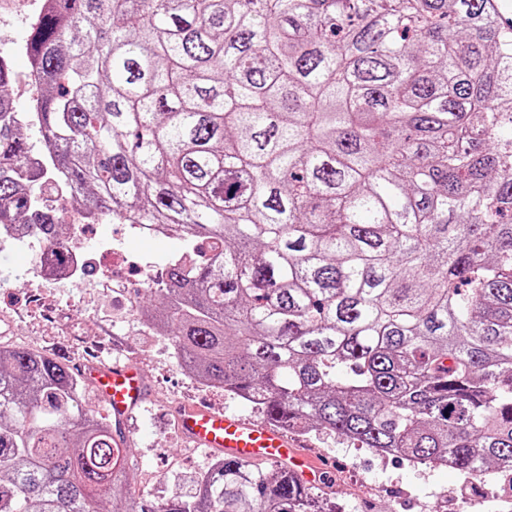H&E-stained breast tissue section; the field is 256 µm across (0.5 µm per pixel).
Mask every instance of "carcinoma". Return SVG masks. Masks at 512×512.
<instances>
[{
  "label": "carcinoma",
  "instance_id": "carcinoma-1",
  "mask_svg": "<svg viewBox=\"0 0 512 512\" xmlns=\"http://www.w3.org/2000/svg\"><path fill=\"white\" fill-rule=\"evenodd\" d=\"M7 107L0 226L57 187L185 242L142 309L180 368L264 421L501 479L512 502V33L495 0H53ZM64 364L0 349V512H336L220 456L132 493L133 449Z\"/></svg>",
  "mask_w": 512,
  "mask_h": 512
}]
</instances>
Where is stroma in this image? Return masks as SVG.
<instances>
[{
	"instance_id": "stroma-1",
	"label": "stroma",
	"mask_w": 512,
	"mask_h": 512,
	"mask_svg": "<svg viewBox=\"0 0 512 512\" xmlns=\"http://www.w3.org/2000/svg\"><path fill=\"white\" fill-rule=\"evenodd\" d=\"M38 9L34 0H0V56L7 57L14 72L8 91L22 113L35 106L24 86L29 60L25 52H8L4 46L25 43L30 15ZM88 237L110 241L114 248L156 265L184 249L180 239L138 237L127 225L109 220L90 225ZM41 248L35 238L0 242V281L12 287L9 295L0 296V326L8 330L0 337V347L49 354L71 367L97 356L136 361L149 393L129 428L135 450L130 477L136 494L159 501L177 491H191L196 476L212 468L215 456L182 439L176 427L178 407L204 401L250 418L254 410L220 387L201 386L177 365L168 337L144 327L143 275L130 276L122 298L105 287L100 258L95 272L73 281L48 282L30 269L32 256ZM297 441L328 468L326 487L313 494L335 502L338 512H464L465 504L491 496L489 485L473 488L454 470L382 457L333 434L310 433Z\"/></svg>"
}]
</instances>
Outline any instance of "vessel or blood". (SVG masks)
I'll use <instances>...</instances> for the list:
<instances>
[{
    "instance_id": "1",
    "label": "vessel or blood",
    "mask_w": 512,
    "mask_h": 512,
    "mask_svg": "<svg viewBox=\"0 0 512 512\" xmlns=\"http://www.w3.org/2000/svg\"><path fill=\"white\" fill-rule=\"evenodd\" d=\"M79 372L108 404L117 424L134 418L147 399L146 382L133 362L88 360L80 364ZM178 422L183 438L194 447L245 462L272 461L306 486L321 483V467L279 427L204 405L180 409Z\"/></svg>"
}]
</instances>
